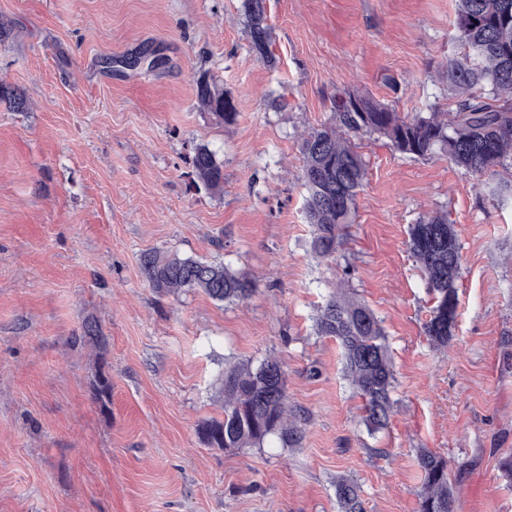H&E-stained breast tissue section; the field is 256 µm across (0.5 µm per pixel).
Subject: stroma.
<instances>
[{"mask_svg": "<svg viewBox=\"0 0 512 512\" xmlns=\"http://www.w3.org/2000/svg\"><path fill=\"white\" fill-rule=\"evenodd\" d=\"M242 3L0 0V512H338L340 478L366 512H419L422 448L447 460L459 512H512V172L478 181L442 153L358 140L366 180L332 261L313 253L299 181L300 136L336 90L447 111L456 0H266L273 66ZM202 72L233 97V124L198 108ZM199 145L224 165L220 191L193 171ZM439 210L461 255L445 347L424 333L432 300L407 247ZM153 250L224 263L256 291L156 293L140 269ZM340 291L375 312L392 359L373 433L313 329ZM88 318L106 356L76 340ZM268 357L301 439L208 447L225 366Z\"/></svg>", "mask_w": 512, "mask_h": 512, "instance_id": "stroma-1", "label": "stroma"}]
</instances>
